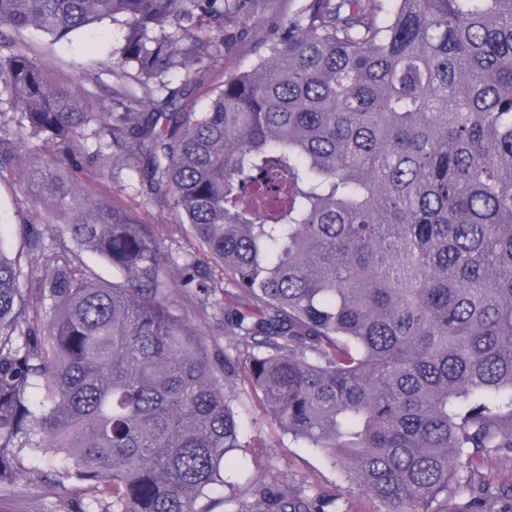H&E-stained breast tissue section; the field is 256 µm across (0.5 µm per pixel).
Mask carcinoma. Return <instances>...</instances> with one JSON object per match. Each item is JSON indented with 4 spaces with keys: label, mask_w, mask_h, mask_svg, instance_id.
Masks as SVG:
<instances>
[{
    "label": "carcinoma",
    "mask_w": 512,
    "mask_h": 512,
    "mask_svg": "<svg viewBox=\"0 0 512 512\" xmlns=\"http://www.w3.org/2000/svg\"><path fill=\"white\" fill-rule=\"evenodd\" d=\"M237 0H0V174L41 181L55 225L0 240V489L47 474L81 512H213L250 447L253 394L390 512H447L489 448L512 449V0H308L203 112L162 95L203 79ZM123 19L118 79L143 95L88 112L20 38ZM176 31L169 32L167 27ZM52 149L24 158L19 139ZM120 149L237 289L225 309L190 255L60 185L89 140ZM112 263L100 283L81 252ZM224 315L232 358L171 286ZM235 512H335L263 472Z\"/></svg>",
    "instance_id": "cac0c4a2"
}]
</instances>
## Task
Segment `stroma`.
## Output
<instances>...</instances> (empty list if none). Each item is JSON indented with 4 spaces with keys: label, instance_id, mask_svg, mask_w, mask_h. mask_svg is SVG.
<instances>
[{
    "label": "stroma",
    "instance_id": "stroma-1",
    "mask_svg": "<svg viewBox=\"0 0 512 512\" xmlns=\"http://www.w3.org/2000/svg\"><path fill=\"white\" fill-rule=\"evenodd\" d=\"M304 0H243L236 18L223 33H209V40H223L220 57L203 60L204 84L192 87L185 101L195 111L205 110L214 88L234 75L248 71L265 52V40L282 27L289 14L297 12ZM125 26L109 20L75 32L56 42L47 34L27 30L24 40L32 55L45 62L52 80L73 84L87 91V111H120L123 89H134V82L118 86L112 68L123 43ZM84 194L120 205L138 223L151 225L164 256L195 254L212 281L224 287V302L232 304L235 290L227 285L222 267L201 251L189 232H177L179 216L173 209L151 201L139 172L110 164L107 154L88 150L76 173ZM36 233L51 240L40 190L25 179L0 180V243L11 251L22 248L26 234ZM246 379H238L236 410L245 434L256 447L247 451L235 469L240 488L257 473L271 471L289 487L306 495H331L340 512H388L389 507L374 496L351 486L327 462L324 455L270 421L261 407L247 394ZM477 491L461 490L448 499V512H470L480 504L483 512H512V452L501 448L486 454L479 464ZM79 497L61 493L46 477L14 489L0 491V512H75Z\"/></svg>",
    "mask_w": 512,
    "mask_h": 512
}]
</instances>
